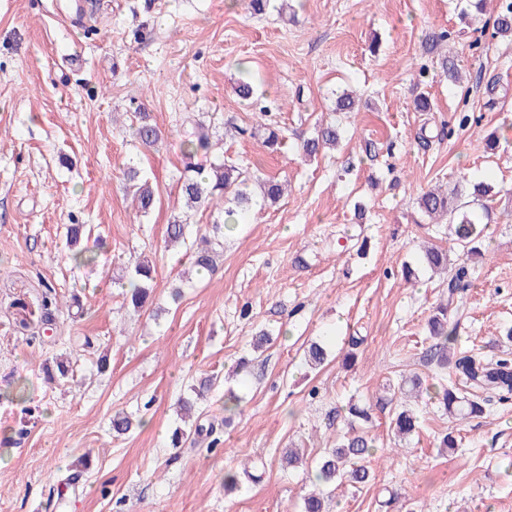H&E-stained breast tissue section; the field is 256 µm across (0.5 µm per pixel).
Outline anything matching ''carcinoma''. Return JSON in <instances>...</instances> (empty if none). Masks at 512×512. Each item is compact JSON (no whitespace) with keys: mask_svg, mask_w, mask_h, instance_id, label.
I'll use <instances>...</instances> for the list:
<instances>
[{"mask_svg":"<svg viewBox=\"0 0 512 512\" xmlns=\"http://www.w3.org/2000/svg\"><path fill=\"white\" fill-rule=\"evenodd\" d=\"M492 26L493 34L502 37L512 36V0H499V7L493 21H485ZM134 121L129 125L133 138L143 147L158 149L164 143V134L157 124L151 122L150 114L136 107L132 113ZM179 148L184 159L180 172V199L182 207L188 211L201 206L220 208L219 217L213 223L212 233L202 236V245L192 253V264L199 274L215 270L214 257L224 248L221 225L241 223L247 211L256 206H271L284 194L283 185L275 180L263 179L255 173L242 169L223 160L202 165L195 161L201 152H211L209 126L203 117L191 115L183 121L179 132ZM340 138L336 125L321 126L316 136L304 141L302 154L316 156L321 149L334 146ZM126 187L132 194L139 213L149 214L157 196L151 178L130 166L125 172ZM491 196V186L485 183L472 184L467 188L457 184L451 190L435 186L423 191L417 198L420 212L432 220L442 218L447 221L448 231L457 244L470 255H481L482 241L488 237L489 224L493 222L492 207L487 203ZM187 222L179 216L167 224V243L175 245L187 239ZM428 267L448 265V254L441 249L426 248L422 255ZM131 290L126 298L135 310L144 307L155 278V265L142 255L129 259ZM468 271L461 266L448 279V294L454 295L468 287ZM433 344L427 349V360L448 371L449 384H430L426 387L430 398L437 401L448 417L466 420L479 417L485 411V399L481 391L490 390L499 394L500 399L512 397V359L500 357L487 359L471 351L451 348L455 341L456 325L451 321L448 304H440L428 321ZM326 349L313 342L305 351V361L312 368L323 365L327 360ZM44 379L48 383L65 380L72 372V360H46L40 365ZM391 430L401 438L417 432L419 421L414 413L406 408L394 410L390 421ZM213 426L195 425L188 432L177 430L173 434L174 447L182 446L191 436L210 437ZM375 454L373 441L364 432H352L329 450L318 463L315 480L321 485H333L348 481L365 485L372 480V472L364 461Z\"/></svg>","mask_w":512,"mask_h":512,"instance_id":"1","label":"carcinoma"}]
</instances>
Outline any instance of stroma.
<instances>
[{
	"mask_svg": "<svg viewBox=\"0 0 512 512\" xmlns=\"http://www.w3.org/2000/svg\"><path fill=\"white\" fill-rule=\"evenodd\" d=\"M289 4L284 18L273 7L252 14L247 0H0V431L26 430L0 447V512H301L352 402L371 408L373 479L325 487L326 512H512V400L486 393L485 414L464 421L416 401L410 441L389 427L405 376L438 375L427 322L448 290L419 263L421 243L469 269L457 346L512 354V39L466 26V0ZM443 30L459 86L424 49ZM247 76L258 91L245 101L234 87ZM346 89L358 111H337ZM421 93L430 111L416 110ZM140 104L170 135L160 151L142 152L129 134ZM463 112L478 123L457 129ZM191 113L223 134L225 159L288 184L279 203L225 231L210 275L189 273L184 251L164 243L183 168L176 131ZM331 120L340 145L304 158L301 140ZM264 124L281 131L277 152L246 133ZM492 134L500 144L489 152ZM131 163L158 184L144 217L123 190ZM463 178L496 193L481 257L417 209L422 190ZM70 224L102 236L96 264L74 261ZM140 252L156 274L137 311L124 287ZM48 284L60 306L51 325L40 309ZM75 294L78 321L65 311ZM262 330L272 339L260 345ZM313 342L330 351L314 371L303 359ZM60 354L74 378L45 384L37 365ZM208 376L215 384L195 412L219 426L220 442L172 448L177 402ZM118 413L137 426L114 438ZM447 432L457 446L442 453ZM288 448L301 463L283 461ZM82 456L89 469L50 507ZM245 469L258 484L225 487V472Z\"/></svg>",
	"mask_w": 512,
	"mask_h": 512,
	"instance_id": "35a3bbf8",
	"label": "stroma"
}]
</instances>
